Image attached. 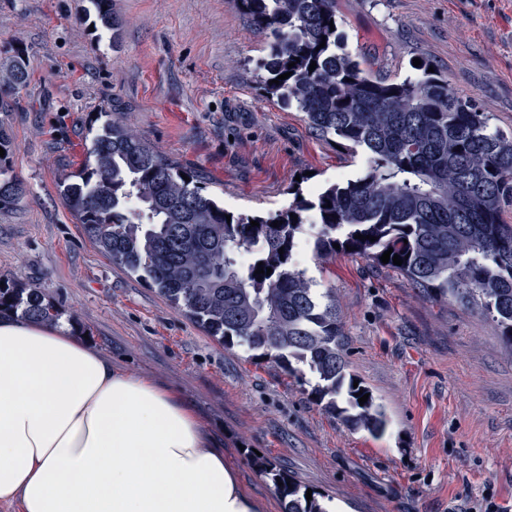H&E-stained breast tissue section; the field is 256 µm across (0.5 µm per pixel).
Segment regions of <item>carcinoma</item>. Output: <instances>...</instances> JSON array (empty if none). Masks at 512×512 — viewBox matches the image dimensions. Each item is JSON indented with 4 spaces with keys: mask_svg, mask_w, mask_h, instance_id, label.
I'll return each mask as SVG.
<instances>
[{
    "mask_svg": "<svg viewBox=\"0 0 512 512\" xmlns=\"http://www.w3.org/2000/svg\"><path fill=\"white\" fill-rule=\"evenodd\" d=\"M93 2L102 27L117 38L121 22L112 0ZM235 3L268 36L261 62L265 95L303 113L318 135L362 148L366 173L309 198L297 190L288 208L265 216L232 214L195 174L107 120L91 139L88 159L65 184L63 204L113 263L145 279L209 336L226 348L245 346L289 373L308 367L316 379L313 394L325 409L379 436L387 419L374 398L361 405L355 396L368 389L347 374L336 305L322 302L294 266L305 214H316L319 256L335 253L337 243L380 265L391 248L403 263L387 267L429 299L480 312L512 346V224L503 220L512 206V136L491 129L487 113L452 92L448 79L429 72L426 62L399 82L367 73L343 50L342 33L330 30L338 24L337 0ZM288 71L290 77L269 84ZM29 76L27 51L12 49L0 67L1 109ZM0 148L2 208L20 200L26 188L11 173L14 143L1 125ZM252 220L259 225L251 226ZM260 262L270 275L255 274ZM4 311L51 325L61 317L37 289L0 285ZM253 465L271 481L283 512H327L323 495L314 491L306 499V490L270 460L255 457Z\"/></svg>",
    "mask_w": 512,
    "mask_h": 512,
    "instance_id": "1",
    "label": "carcinoma"
}]
</instances>
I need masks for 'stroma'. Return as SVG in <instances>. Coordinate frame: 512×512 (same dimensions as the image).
I'll return each instance as SVG.
<instances>
[{"mask_svg": "<svg viewBox=\"0 0 512 512\" xmlns=\"http://www.w3.org/2000/svg\"><path fill=\"white\" fill-rule=\"evenodd\" d=\"M112 8L115 36L92 31L90 0H0V62L13 47L30 61L27 85L0 112L26 187L0 209V283L38 289L91 349L191 404L258 512L282 504L257 454L338 512H512V349L491 320L365 259L317 257L308 216L297 267L336 302L349 371L388 418L374 437L316 402L314 376L224 348L89 240L61 189L104 108L235 213L285 209L290 186L341 183L367 164L265 96L267 39L235 0ZM338 16L347 51L374 73L396 82L426 62L512 131V0H338Z\"/></svg>", "mask_w": 512, "mask_h": 512, "instance_id": "obj_1", "label": "stroma"}]
</instances>
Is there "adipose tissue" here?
<instances>
[{
    "label": "adipose tissue",
    "mask_w": 512,
    "mask_h": 512,
    "mask_svg": "<svg viewBox=\"0 0 512 512\" xmlns=\"http://www.w3.org/2000/svg\"><path fill=\"white\" fill-rule=\"evenodd\" d=\"M0 503L20 512H253L172 393L65 330L0 316Z\"/></svg>",
    "instance_id": "obj_1"
}]
</instances>
